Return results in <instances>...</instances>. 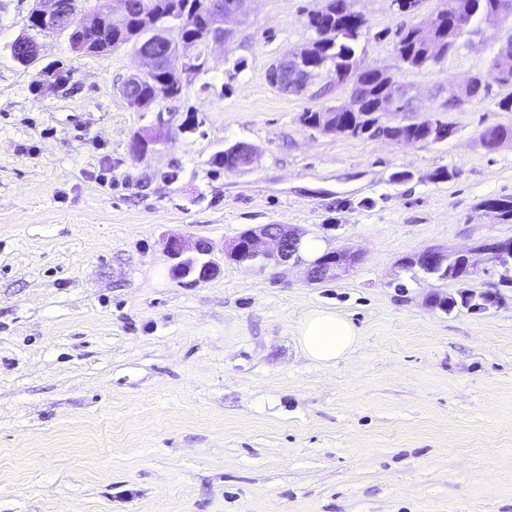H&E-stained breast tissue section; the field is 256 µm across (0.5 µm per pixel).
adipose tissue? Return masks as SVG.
Instances as JSON below:
<instances>
[{
  "mask_svg": "<svg viewBox=\"0 0 512 512\" xmlns=\"http://www.w3.org/2000/svg\"><path fill=\"white\" fill-rule=\"evenodd\" d=\"M299 342L317 363L328 365L347 355L358 341L354 325L338 313L309 312L299 327Z\"/></svg>",
  "mask_w": 512,
  "mask_h": 512,
  "instance_id": "obj_1",
  "label": "adipose tissue"
}]
</instances>
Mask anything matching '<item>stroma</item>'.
Returning a JSON list of instances; mask_svg holds the SVG:
<instances>
[{"label":"stroma","mask_w":512,"mask_h":512,"mask_svg":"<svg viewBox=\"0 0 512 512\" xmlns=\"http://www.w3.org/2000/svg\"><path fill=\"white\" fill-rule=\"evenodd\" d=\"M323 3L255 0L206 72L137 111L119 92L131 47L86 56L54 34L19 65L7 46L33 0H0V512H512V286L484 255L465 282L400 266L512 238L484 207L512 200V139L479 141L512 130L498 107L512 88L446 106L447 84L487 72L512 23L409 68L393 33L440 0L415 13L352 0L368 20L361 65L412 87L409 119L455 128L396 145L303 125L341 97L327 79L310 96L269 85ZM160 119L165 142L133 158L131 138ZM237 141L259 161L214 165ZM261 224L361 260L319 283L302 264L280 277L226 262L225 241ZM168 234L209 240L219 273L172 277ZM463 291L485 309L430 303ZM316 309L359 331L330 366L299 343Z\"/></svg>","instance_id":"stroma-1"}]
</instances>
